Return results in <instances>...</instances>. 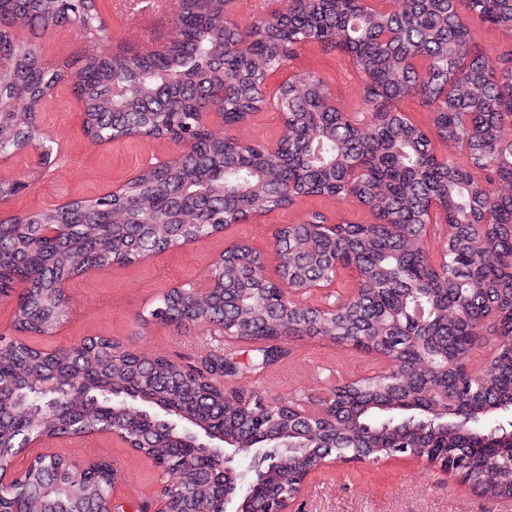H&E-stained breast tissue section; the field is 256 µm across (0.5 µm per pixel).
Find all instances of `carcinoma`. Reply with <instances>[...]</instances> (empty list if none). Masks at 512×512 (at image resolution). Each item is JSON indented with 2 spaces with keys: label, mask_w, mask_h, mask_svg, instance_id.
<instances>
[{
  "label": "carcinoma",
  "mask_w": 512,
  "mask_h": 512,
  "mask_svg": "<svg viewBox=\"0 0 512 512\" xmlns=\"http://www.w3.org/2000/svg\"><path fill=\"white\" fill-rule=\"evenodd\" d=\"M230 0H177V36L150 53L105 50L76 70L44 58L36 36L70 26L109 42L98 0H0V157L39 151L52 163L37 119L44 90L71 84L93 142L130 130L187 142L177 160L146 167L121 197L72 201L18 215L0 224V289L17 293L12 327L45 336L68 317L66 286L82 268L134 264L146 252L216 234L247 215L288 207L302 197L357 198L372 221L336 224L326 235L320 212L275 232L288 253L280 282L261 274L262 256L239 252L211 275L227 289L205 296L182 287L159 300L147 319L167 326H207L224 320L230 336L252 345L240 362L230 351L207 354L196 374L164 356H146L118 341L89 336L67 348L43 350L0 338V448L26 436L48 439L120 428L142 452L161 454L172 512L220 508L224 472L212 469L180 427L160 422L172 410L205 425L233 448L294 441L303 451L276 449L260 488L288 492L323 452L338 458L408 452L457 457L479 493L497 499L512 491V470L498 448L512 447V347L488 361L479 377L463 372L480 329L512 336V51L488 55L462 14L512 34V0H401L388 12L362 0H288L281 17L243 29L224 21ZM314 42L348 56L363 78L371 119L361 123L322 100L330 87L308 73L280 88L281 151L254 145L240 152L233 138L197 124L212 106L224 126L246 123L266 102L270 75ZM448 86V96L441 88ZM413 99L430 128L413 125L402 104ZM458 145L459 160L437 154L436 143ZM359 178H349L353 163ZM432 195L446 212L448 237L440 258L424 249L422 202ZM44 224L59 233L42 236ZM340 256L360 269L355 301L336 312L287 299L333 275ZM322 336L352 344L395 364L389 374L336 387L324 413L302 423L301 400L255 392L224 394V376L258 372L284 356L281 338ZM448 388L447 415L432 429L410 421L428 405L430 386ZM114 464L97 471L44 456L13 487L0 491V512H111Z\"/></svg>",
  "instance_id": "obj_1"
}]
</instances>
